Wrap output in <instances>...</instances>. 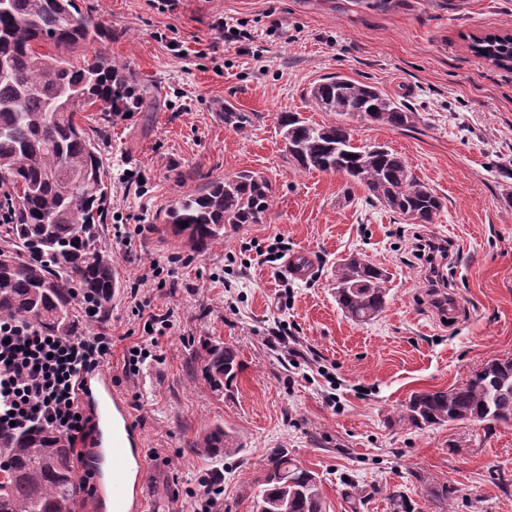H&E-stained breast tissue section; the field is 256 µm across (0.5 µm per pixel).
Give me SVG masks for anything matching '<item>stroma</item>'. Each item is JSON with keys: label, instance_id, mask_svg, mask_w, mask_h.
Listing matches in <instances>:
<instances>
[{"label": "stroma", "instance_id": "35a3bbf8", "mask_svg": "<svg viewBox=\"0 0 512 512\" xmlns=\"http://www.w3.org/2000/svg\"><path fill=\"white\" fill-rule=\"evenodd\" d=\"M112 29L106 48L155 93L151 112L86 121L101 131L112 169L102 247L121 280L109 323L108 367L146 471L140 512H191L198 478L223 473L221 512H251L262 464L276 448L322 479L327 512H512V427L453 422L423 429L397 412L417 392L448 389L493 357H512V70L476 56L470 38L512 32V0H85ZM282 23L273 29L272 20ZM244 37L225 46L221 24ZM339 74L377 87L414 112L405 129L353 121L360 144L387 145L441 198L436 223L409 224L335 174L295 169L281 112L331 121L310 97ZM247 112L226 128L217 107ZM243 170L275 189L266 223L191 252L165 210L204 182ZM120 232L136 233L124 254ZM447 244L439 291L459 310L444 321L408 243ZM310 253L304 280L281 256ZM360 255L390 275L388 302L359 324L336 304L332 272ZM170 264L165 295L139 277ZM171 310L158 360L136 379L120 337L142 335L134 297ZM286 337L272 335L275 325ZM235 346L242 370L216 396L194 370L200 343ZM238 436L241 451L197 449L206 426ZM451 502L433 498L442 486Z\"/></svg>", "mask_w": 512, "mask_h": 512}]
</instances>
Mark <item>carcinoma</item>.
Returning <instances> with one entry per match:
<instances>
[{"label": "carcinoma", "instance_id": "1", "mask_svg": "<svg viewBox=\"0 0 512 512\" xmlns=\"http://www.w3.org/2000/svg\"><path fill=\"white\" fill-rule=\"evenodd\" d=\"M80 0H0V183L11 223L0 224V320H25L47 334L77 332V307L109 311L117 288L112 257L102 248L99 226L112 194V176L99 146L61 106L97 107L103 116L141 112L155 104L134 73L112 64L106 43L112 31ZM98 44L83 64L71 53ZM473 52L512 69V55L498 41L472 43ZM310 97L336 115L322 124L296 112H280L285 152L305 172L342 175L363 186L373 201L420 224H433L440 198L421 184L406 161L385 146L352 144L350 121L404 129L412 113L375 87L340 75L322 78ZM224 125L242 132L250 117L231 104L220 107ZM273 188L264 176L243 171L182 194L165 213L173 236L201 253L224 238V225L263 224ZM188 222L183 227L181 223ZM336 302L346 317L366 322L386 307L387 275L371 266L341 261L333 271ZM195 361L209 389L231 387L241 362L234 346L206 341ZM411 425L473 422L512 425V357L491 358L466 383L412 396L399 411ZM196 447L217 455L241 450L221 426L209 428ZM5 477L0 512H79L89 501L66 435L32 428L4 440ZM253 512H326L318 474L276 449L264 462Z\"/></svg>", "mask_w": 512, "mask_h": 512}]
</instances>
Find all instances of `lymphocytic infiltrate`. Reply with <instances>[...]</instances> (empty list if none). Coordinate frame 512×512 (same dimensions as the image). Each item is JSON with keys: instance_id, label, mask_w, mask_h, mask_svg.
I'll return each mask as SVG.
<instances>
[{"instance_id": "obj_1", "label": "lymphocytic infiltrate", "mask_w": 512, "mask_h": 512, "mask_svg": "<svg viewBox=\"0 0 512 512\" xmlns=\"http://www.w3.org/2000/svg\"><path fill=\"white\" fill-rule=\"evenodd\" d=\"M137 312L151 329L125 353L131 379L156 360L160 337L174 326L172 311L141 304ZM87 320L88 328L72 335H49L27 322L0 321V441L37 426L65 433L79 450L82 491L91 498L96 493L95 473L85 462L95 423L82 399V381L109 364L114 338L99 313L88 314Z\"/></svg>"}]
</instances>
